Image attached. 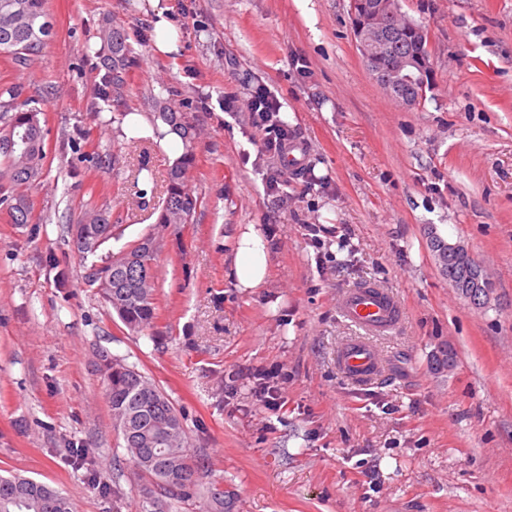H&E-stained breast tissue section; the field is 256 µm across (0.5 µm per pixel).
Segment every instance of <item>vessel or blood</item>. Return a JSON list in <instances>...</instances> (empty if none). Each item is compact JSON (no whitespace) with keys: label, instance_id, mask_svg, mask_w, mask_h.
Returning <instances> with one entry per match:
<instances>
[{"label":"vessel or blood","instance_id":"1","mask_svg":"<svg viewBox=\"0 0 512 512\" xmlns=\"http://www.w3.org/2000/svg\"><path fill=\"white\" fill-rule=\"evenodd\" d=\"M337 306L346 320L363 331L362 336L340 346L336 353L337 367L351 381H371L381 373L383 361L368 339L392 331L401 320V312L394 299L374 285L349 289L339 298Z\"/></svg>","mask_w":512,"mask_h":512}]
</instances>
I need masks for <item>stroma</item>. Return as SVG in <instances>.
<instances>
[{"mask_svg":"<svg viewBox=\"0 0 512 512\" xmlns=\"http://www.w3.org/2000/svg\"><path fill=\"white\" fill-rule=\"evenodd\" d=\"M162 4L170 56L154 47L146 0H45L54 35L36 60L0 54V88L38 109L50 151L27 187L31 222L0 206V475L59 489L76 512H143L100 380L106 352L172 399L224 512H512V0H400L434 61L412 108L364 65L349 0ZM107 19L132 49L118 104L104 97ZM264 90L305 148L301 169L261 149L248 102ZM166 107L195 134L187 185L200 200L175 234L156 224L172 160L121 132L128 111ZM142 166L151 187L134 179ZM88 205L122 235L86 257L65 228ZM241 224L269 250L250 291L230 276ZM156 232L157 317L136 333L84 276ZM435 236L469 247L489 304L453 288ZM361 283L404 310L372 339L385 370L368 385L336 369L358 333L336 301ZM266 369L281 374L274 409L251 390ZM87 445L94 454L76 460Z\"/></svg>","mask_w":512,"mask_h":512,"instance_id":"35a3bbf8","label":"stroma"}]
</instances>
